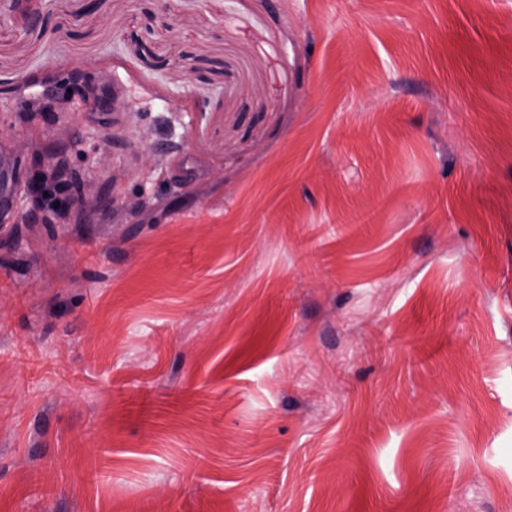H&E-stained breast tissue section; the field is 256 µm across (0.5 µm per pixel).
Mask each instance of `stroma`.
<instances>
[{"label":"stroma","instance_id":"35a3bbf8","mask_svg":"<svg viewBox=\"0 0 512 512\" xmlns=\"http://www.w3.org/2000/svg\"><path fill=\"white\" fill-rule=\"evenodd\" d=\"M38 5L0 0V512H512V0Z\"/></svg>","mask_w":512,"mask_h":512}]
</instances>
